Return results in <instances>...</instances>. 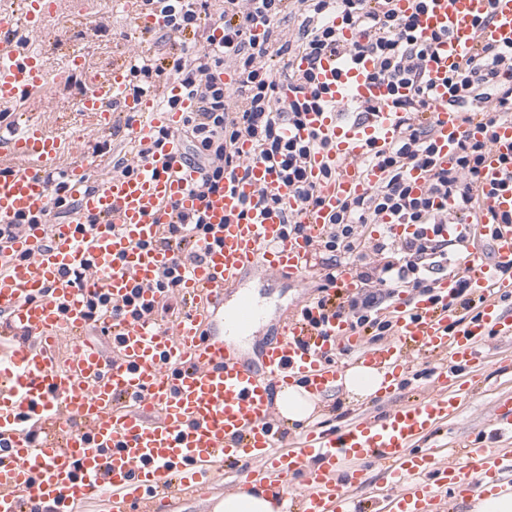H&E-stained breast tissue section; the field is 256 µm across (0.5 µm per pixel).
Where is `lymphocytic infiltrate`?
Instances as JSON below:
<instances>
[{"label":"lymphocytic infiltrate","instance_id":"obj_1","mask_svg":"<svg viewBox=\"0 0 512 512\" xmlns=\"http://www.w3.org/2000/svg\"><path fill=\"white\" fill-rule=\"evenodd\" d=\"M161 5L167 13L164 38L176 47L169 56L149 62L136 59L128 73V91L138 97L153 91L157 83L173 81L194 103L182 116V126L170 130L160 126L140 144L139 158L146 159L166 144L181 146L185 163L199 174L190 190L198 199L222 191L226 184L247 179L252 160L237 147L241 139L252 142L256 158L273 172L271 183L259 186L247 198L235 221L249 220L254 213L279 212L290 233L306 230L299 210L321 203L318 187L308 175L311 156L330 151L332 145L318 133L305 132L307 114L329 106L332 98L315 81L312 64L324 56L367 55L375 61L374 76L406 93L394 100L398 131L389 145L367 156L379 166L383 179L370 191L339 202L328 219L319 249L333 253L320 284L316 307L321 322L345 317L352 327L364 329L381 339L394 329L383 311L397 289L409 288L427 296L433 304L442 299L435 285L447 271H461L466 263V244L471 224L480 223V198L487 175L483 162L489 140L463 139L449 163H440L434 138V123L427 110L435 84L428 63L444 36L422 34L418 27L421 0L410 12H398L393 0H141L144 8ZM364 34V41L345 42L340 27ZM485 23H477L475 50L448 77V104L455 107L461 122L485 121L492 126L512 122V49L483 37ZM223 30L214 39V30ZM204 33L203 42L192 41ZM303 56L308 69L293 67ZM237 74L235 86L224 83L226 70ZM288 87L291 98L280 95ZM419 170L425 181L422 192H414L410 172ZM454 200V210L444 209ZM78 206L61 181H54L47 210L19 215L0 224V242L13 239L28 226L49 223L51 216L67 215ZM159 239L140 242L143 250L171 251L175 266L187 267L200 258L199 244L209 226L202 211L186 214L171 209ZM412 226V233L398 235L384 228L385 220ZM382 225L374 244L379 262L368 261L365 253L366 227ZM459 225L454 238L444 234L448 225ZM354 265L360 290L336 301L330 290L343 265ZM133 295L122 302L96 291L86 295V316L91 329L109 335L102 317H138Z\"/></svg>","mask_w":512,"mask_h":512}]
</instances>
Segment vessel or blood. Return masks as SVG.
<instances>
[{
	"instance_id": "vessel-or-blood-1",
	"label": "vessel or blood",
	"mask_w": 512,
	"mask_h": 512,
	"mask_svg": "<svg viewBox=\"0 0 512 512\" xmlns=\"http://www.w3.org/2000/svg\"><path fill=\"white\" fill-rule=\"evenodd\" d=\"M23 18L30 32L48 24L52 10L45 0H23ZM492 16L486 40L512 47V0H425L419 16L423 33L446 31L445 40L429 63L436 84L429 100L437 125L439 156L450 160L463 136L492 134L485 165L495 171L498 158L512 153V125L486 131L483 125L460 123L448 104L444 77L474 51L477 22ZM371 58L340 60L326 56L314 68L317 81L329 88L335 108L309 112L307 127L327 134L332 151L311 157L309 170L338 169L335 181L322 184L318 210L300 211L309 237L289 234L277 214L254 223H235L241 201L257 185L271 182L264 163L254 162L252 178L199 201L188 186L198 174L180 151L165 146L153 161L132 176L115 175L99 188L87 187V171L65 176L66 187L79 203L68 222L32 226L15 240L0 244V441L7 457L0 461V512H72L74 505L97 495L113 502L142 503L153 494H196L215 489L225 460L246 458L260 465L266 488L290 497L289 480L301 478L305 491L296 512H367L353 489L368 471L385 467L401 484L388 512H438L441 493L466 499L499 476L512 471V448L499 446L512 437V401L495 409L487 431L470 437L462 456L441 460L427 434L454 418L475 385L460 379L482 357L490 335L512 334V313L500 306L512 296V280L501 268L512 265V226L500 227L493 239L494 259H468L467 284L482 301L479 315L453 323L423 296L402 298L392 308L397 342L373 349L362 346L360 333L344 318L313 326L305 317L284 321L275 340L266 345L261 369L242 362L223 337L203 332L193 316L172 325L151 317L115 321V344L104 356L84 337L88 327L82 292L62 277L63 269L90 264L97 274L88 287L119 300L133 282L144 285L143 307L157 305L150 284L159 268L170 264L171 252L140 250L139 241L158 238V214L178 203L189 212L205 208L210 232L198 264L179 269L181 291L192 304L211 303L225 310L224 290L242 273L267 269L296 282L310 271L312 237L340 200L359 194L383 176L379 168L359 171L352 160L364 149H384L397 132L389 106L394 96L386 82L373 79ZM47 76L41 53L19 54L12 41L0 42V105L37 92ZM127 69L117 66L103 79L91 78L92 89L79 101L81 111L108 126L113 105L148 116L149 126L170 125L178 113L159 111L152 97L127 92ZM380 104V111L348 121L338 107L349 102ZM9 153L52 164L57 140L42 123L26 121L0 131V154ZM51 186L39 172L19 168L0 176V223L20 213H38L49 202ZM483 212L512 213V189L485 187ZM98 224L76 229L84 215ZM28 253V263L13 254ZM228 331L245 334L259 317L250 296H240L227 310ZM74 336V354L59 368L50 352L57 336ZM443 356L437 393L385 409L380 414L336 427L308 430L299 442L285 446L281 427L271 415L272 392L303 382L312 394L334 388L346 365L331 354L355 351V365L384 375L378 397L397 393L409 364L403 345Z\"/></svg>"
}]
</instances>
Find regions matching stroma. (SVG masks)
<instances>
[{"mask_svg": "<svg viewBox=\"0 0 512 512\" xmlns=\"http://www.w3.org/2000/svg\"><path fill=\"white\" fill-rule=\"evenodd\" d=\"M57 8L50 27L40 34H28L20 16L21 0H0V13L17 16L18 22L13 38L28 37L29 48L41 51L44 65L53 84L46 90L30 94L15 103L5 105L9 124L30 119L41 122L47 133L56 138L61 151L55 162L47 167L40 162L0 154V170L26 167L46 169L57 175L61 172L91 164V180L98 183L114 173L118 159L129 158L130 139L133 131L126 126L127 111L116 108L112 123L104 129L96 128L90 114L80 111L79 100L88 91L84 77L68 76L69 56L81 53L85 58L89 74L106 77L113 65L132 63V47H139L143 58L149 59L165 51L155 30L141 28L135 8H128L124 0H56ZM326 253H318L313 259L311 287L302 288L297 283L268 275L258 277L248 273L242 279V289H227L225 305H232L239 292L250 293L263 310L264 318L256 324L249 335L235 339L236 348L242 358L252 365H260L266 342L274 338L280 323L293 315L307 301L316 296L315 282L325 272ZM411 372L416 380L402 387L394 396L374 402L371 399L350 398L345 390L321 397L313 426L331 428L362 418H370L387 406L408 402L427 395L433 390V382L426 378V371L436 366L435 354L408 349ZM512 359V336L492 338L482 353V362L474 376L480 381V390L472 393L460 406L456 418L442 424L433 432V439H445L461 443L469 434L483 429L490 420L499 398L512 396V375L500 369L502 359ZM237 464L226 465L222 490L196 499L168 496L160 512H214L221 494L236 491Z\"/></svg>", "mask_w": 512, "mask_h": 512, "instance_id": "stroma-1", "label": "stroma"}]
</instances>
